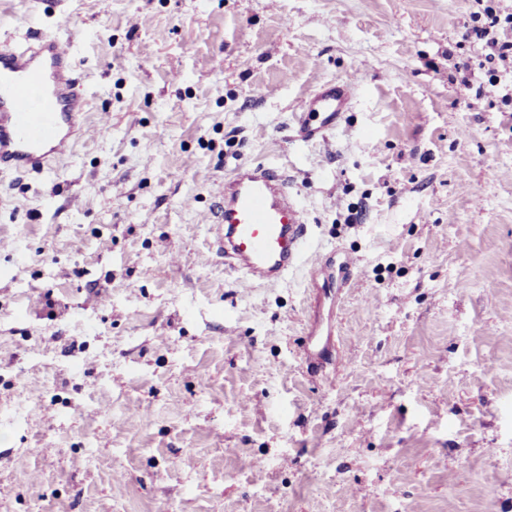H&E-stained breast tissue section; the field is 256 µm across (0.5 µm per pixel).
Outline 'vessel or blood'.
I'll list each match as a JSON object with an SVG mask.
<instances>
[{
    "mask_svg": "<svg viewBox=\"0 0 512 512\" xmlns=\"http://www.w3.org/2000/svg\"><path fill=\"white\" fill-rule=\"evenodd\" d=\"M72 26L71 16L60 11L53 30L0 42V170L43 175L50 163L67 160L80 139L94 134L85 120L89 102L76 56L61 38ZM356 96L349 80L320 85L292 114L293 140L325 139ZM221 222L226 261L253 283H276L301 266L313 275L323 262L320 252L306 250L305 212L276 165L235 168L224 183Z\"/></svg>",
    "mask_w": 512,
    "mask_h": 512,
    "instance_id": "b4317fda",
    "label": "vessel or blood"
}]
</instances>
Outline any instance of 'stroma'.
<instances>
[{"mask_svg": "<svg viewBox=\"0 0 512 512\" xmlns=\"http://www.w3.org/2000/svg\"><path fill=\"white\" fill-rule=\"evenodd\" d=\"M62 6L108 127L0 172V512H512V111L457 98L470 0ZM46 10L0 0V41ZM333 79L351 112L293 141ZM257 161L348 284L225 266L200 215ZM356 96L357 86L350 80L320 85L292 112V139L302 143L325 139L344 120Z\"/></svg>", "mask_w": 512, "mask_h": 512, "instance_id": "35a3bbf8", "label": "stroma"}]
</instances>
